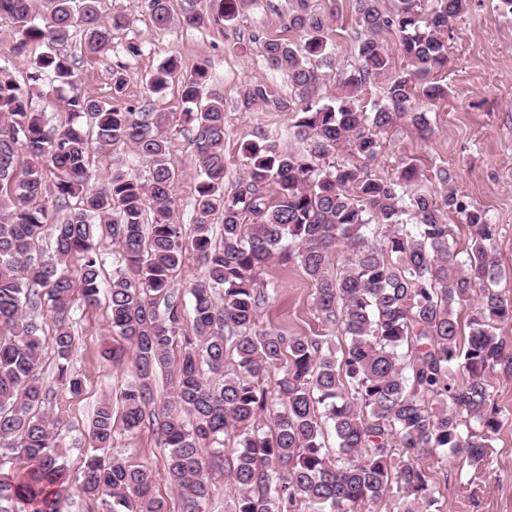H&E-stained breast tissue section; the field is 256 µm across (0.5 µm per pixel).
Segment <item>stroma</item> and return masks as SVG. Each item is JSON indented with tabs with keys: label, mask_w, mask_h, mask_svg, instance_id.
Returning <instances> with one entry per match:
<instances>
[{
	"label": "stroma",
	"mask_w": 512,
	"mask_h": 512,
	"mask_svg": "<svg viewBox=\"0 0 512 512\" xmlns=\"http://www.w3.org/2000/svg\"><path fill=\"white\" fill-rule=\"evenodd\" d=\"M318 11H334L337 27L332 32L333 60L327 70V91H335L336 74L351 68L356 59L351 51L354 37L352 0H313ZM103 16L121 11L129 16L126 28L112 35V52L85 59L77 70L79 88L86 95L114 100L116 105L148 108L167 115L166 136L170 153L180 174L172 184L175 214L179 223L192 224L194 173L190 170L192 134L181 118V88L172 84L161 97L149 95L144 79L167 58L178 59L183 72H191L202 59H209L215 79L212 90L224 98L225 188L237 184L244 172L242 145L255 129H264L288 150L301 149L295 138L286 137L291 123L286 112H245L240 93L245 85L267 84L278 96L288 95L285 73L269 69L263 53L266 38L295 40L288 29L286 0H245L233 24L212 22L201 29L173 26L155 30L145 0H99ZM131 42L142 47L140 56L125 57ZM125 61L129 83L121 95H113L109 68ZM448 87L446 98L427 105L434 133L420 139L411 126L399 122L383 137L384 149L371 171L392 177L399 162L414 159L424 172L445 166L455 174V186L466 199L487 212L497 226L495 248L502 264L512 270V15L505 14L499 0H470L467 10L448 33V69L439 73ZM263 283L275 286L277 295L259 310L260 327L290 336L326 335L335 345L341 334L326 328L313 304L314 288L297 264L265 265L259 273ZM75 348L72 370L84 382L81 396H71L57 380L54 360H45L40 376L54 392L49 411L61 418L65 461L71 471L82 465L87 447V425L99 402L118 399L135 376L131 358L120 364L103 360L101 347L107 339L105 307L80 308L71 321ZM493 399L501 410L500 427L493 448L471 468L449 450L438 448L415 455L414 461L427 473L437 490L441 512H512V376L495 372ZM114 453L136 465H147L156 474V492L166 498L172 512L179 501L170 489L164 471L165 448L151 425L135 434L116 437Z\"/></svg>",
	"instance_id": "35a3bbf8"
}]
</instances>
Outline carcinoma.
Here are the masks:
<instances>
[{
	"mask_svg": "<svg viewBox=\"0 0 512 512\" xmlns=\"http://www.w3.org/2000/svg\"><path fill=\"white\" fill-rule=\"evenodd\" d=\"M210 2L203 13L195 0H184L178 17L171 0H146V7L158 30L238 17L241 0ZM466 8L467 0H355L357 63L338 74L336 93L325 95L320 69L331 61V15L312 10L309 0H289L288 28L300 43L268 38L263 51L270 69L288 72L294 94L277 98L267 85L249 84L240 106L293 114L305 148L285 150L255 132L244 147V178L229 193L224 98L205 91L209 62L189 74L175 58L161 63L146 89L160 95L180 83L181 115L193 134L188 239L174 218L178 169L165 116L85 95L75 80L79 61L60 51L81 28L84 53L107 55L127 15L102 16L98 0H0V17L17 30L15 56L33 44L44 47L30 87L0 74V466L23 464L0 478V512H57L58 497L73 484L89 512H170L153 496L154 472L111 452L117 435L146 422L167 448V480L182 512H204L208 458L223 456L231 438L229 512H361L390 496L397 512H432L438 499L430 480L413 460L395 462L397 449L449 448L472 465L482 461L500 426L490 372L512 374V346L495 333L512 320V300L499 290L496 225L458 193L446 167L434 173L438 193L413 189L423 174L411 160L389 179L370 172L381 136L399 121L430 136L422 104L448 95L435 76L448 66L449 25ZM385 31L396 35L405 60L393 74L389 49L378 39ZM111 75L114 91L123 92L126 66L116 63ZM382 79L379 99L365 109L361 95ZM40 81L55 88L66 113L53 128L32 107ZM92 143L102 151L131 144L136 160L149 165L148 178L128 163L89 187ZM343 154L352 160H338ZM217 212L218 240L209 221ZM450 213L469 230L463 259L452 243ZM406 215L415 229L404 228ZM102 225L119 264L109 280L96 242ZM46 232L53 247L40 251ZM189 250L204 266L190 289L191 335L180 332L174 289ZM70 258L80 262L76 277ZM274 260L303 268L323 322L344 337L341 356L324 348L321 336L258 326L257 312L276 294L258 272ZM475 293L463 342L457 307ZM102 301L112 334L127 344L104 347L102 357L118 362L131 350L135 379L121 391L120 411L109 399L97 407L83 466L73 475L62 462L60 422L44 413L50 389L39 368L51 355L69 393L82 392L81 378L68 372L70 315L79 304ZM42 306L53 319L47 343L29 316ZM455 366L465 374L460 382ZM273 368L283 376L271 394L264 380ZM164 371L172 395L161 400L155 383Z\"/></svg>",
	"mask_w": 512,
	"mask_h": 512,
	"instance_id": "cac0c4a2",
	"label": "carcinoma"
}]
</instances>
